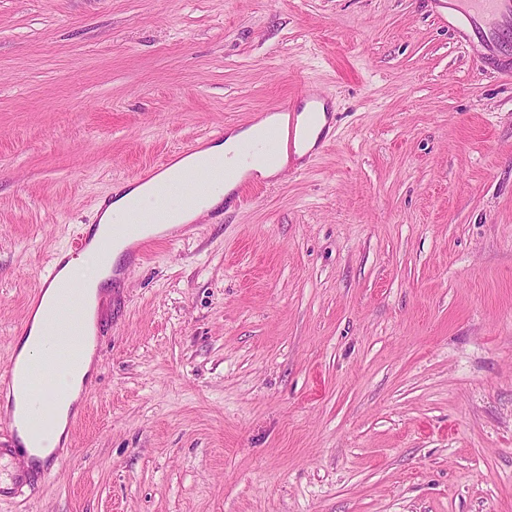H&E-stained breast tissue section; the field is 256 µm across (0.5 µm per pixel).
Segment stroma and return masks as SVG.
Wrapping results in <instances>:
<instances>
[{"instance_id":"35a3bbf8","label":"stroma","mask_w":512,"mask_h":512,"mask_svg":"<svg viewBox=\"0 0 512 512\" xmlns=\"http://www.w3.org/2000/svg\"><path fill=\"white\" fill-rule=\"evenodd\" d=\"M312 90L302 174L113 279L0 512H512V76L448 0H0V365L118 183ZM311 105H312L311 103H305L303 106V112L299 113L296 117L298 126H300V125H304V126L308 125L309 126V135H308L307 144H305L302 148L297 149V151H296V155L299 158L304 156V154L307 151L312 150L315 146L316 147L314 148L313 151L319 149L321 144L326 141V139H325L326 136L322 137V139L318 141V139L321 136V133L325 130V128L327 130V127H328L326 104L324 101H319L317 103V107L319 108L320 112H318V116L316 117V119L314 121L311 120L309 112H307L310 109ZM317 141H318V143H317ZM94 346L96 340H93ZM93 344L86 347L81 362L73 369L65 368L59 374L58 384L64 394L61 400L53 409L52 420L46 425L49 429V434L46 437V446L38 456L33 453V449L29 448L26 444V437L21 436L24 443L19 438V430L24 428L29 418L32 417L37 409L35 401H23L18 414L9 415L8 421V437L13 442L12 444L0 443V500L8 497L13 493V489L27 482L30 478V468L23 466H13L12 463L5 461L6 456L12 457L15 453L11 448H17L18 453L22 457L36 464L38 457L40 459L47 458L52 451H54L63 440H66L67 427L69 424L70 412L74 409L75 405L80 400L82 383L85 377L90 373L93 354ZM15 486V487H14Z\"/></svg>"}]
</instances>
